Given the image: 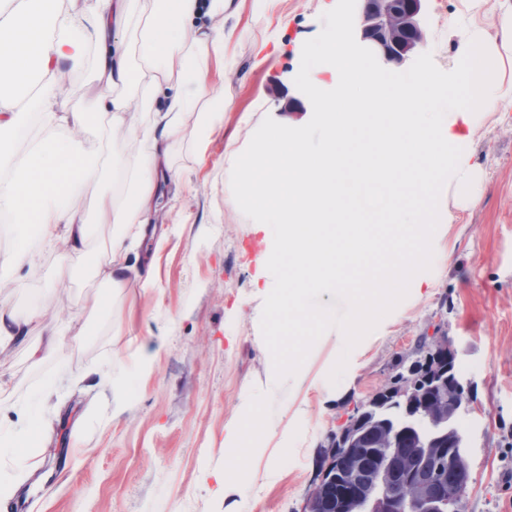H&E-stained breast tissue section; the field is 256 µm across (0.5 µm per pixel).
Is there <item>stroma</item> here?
Instances as JSON below:
<instances>
[{"instance_id":"35a3bbf8","label":"stroma","mask_w":512,"mask_h":512,"mask_svg":"<svg viewBox=\"0 0 512 512\" xmlns=\"http://www.w3.org/2000/svg\"><path fill=\"white\" fill-rule=\"evenodd\" d=\"M333 0H271L265 19L252 0L238 14L229 45L235 65L224 84L222 127L204 155L188 141L170 151L177 178L166 208L188 213L162 224L131 254L154 268L156 286L130 283L105 296L99 277L78 261L43 249L39 266L0 278L18 309L44 313L27 345L0 356V422L16 410L38 412L43 443L35 472L10 512H300L324 452L357 405L379 392L411 357L419 339L446 335L471 402L458 420L468 443L466 512H512L500 483L501 437L512 429V112H483L464 130L473 168L470 204L457 180L445 185L430 270L410 281L407 297L352 350L338 385L328 376L344 343L328 330L299 370V382L269 392L272 359L260 330L271 244L255 221L229 205L231 167L265 117L292 127L312 116L296 87L302 47L321 29ZM469 0H427L421 52L444 71L458 63L449 16L469 18ZM273 46L255 66L258 45ZM106 304H99V297ZM88 335L66 336L37 360L48 327L71 320ZM156 348L151 371L135 365ZM55 395L40 404L46 381ZM252 396L270 432L253 453L246 496L224 491V435ZM127 403L112 414L113 397Z\"/></svg>"}]
</instances>
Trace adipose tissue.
Segmentation results:
<instances>
[{
    "label": "adipose tissue",
    "mask_w": 512,
    "mask_h": 512,
    "mask_svg": "<svg viewBox=\"0 0 512 512\" xmlns=\"http://www.w3.org/2000/svg\"><path fill=\"white\" fill-rule=\"evenodd\" d=\"M229 0H92L85 14L65 0H0V213L17 224V244L1 261L16 270L35 269L39 246L78 258L96 270L106 288L138 279L153 287L152 273L137 271L130 259L133 242L155 231L163 216L157 200L169 182V149L178 137L204 152L222 121L221 79L233 65L227 53L231 34L224 29ZM145 19L141 31L143 63L131 67L118 40L131 10ZM92 71L104 87H133L144 97L161 95L149 123H141L130 98H97L94 107H72L58 93L61 74ZM109 117L113 150L138 145L136 192L126 201L118 190L98 200L99 223L119 224L105 249L93 247V231L76 205L85 186L104 165L103 148L87 146L77 133L95 113ZM42 116L48 134L19 153L9 149L22 129L21 119ZM40 309L19 311L0 297V354L22 342ZM39 421L25 416L0 430V442L15 446L0 466V512L16 496L40 446ZM268 431L252 401L228 428L224 447L234 462L233 489L245 494L248 458Z\"/></svg>",
    "instance_id": "obj_1"
}]
</instances>
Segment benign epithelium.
<instances>
[{
	"label": "benign epithelium",
	"mask_w": 512,
	"mask_h": 512,
	"mask_svg": "<svg viewBox=\"0 0 512 512\" xmlns=\"http://www.w3.org/2000/svg\"><path fill=\"white\" fill-rule=\"evenodd\" d=\"M424 0H360L355 26L363 46L387 62L401 64L424 40ZM468 385L461 376L448 379L440 369L432 378L430 394L423 400V413L410 407L416 391L398 384L387 394L403 404L400 414L378 420L385 440L396 444L405 436L416 442L409 457L391 455L371 479L358 477L357 460L363 449L348 442L346 448H331L323 470L310 486L301 512H323L336 499L338 512H454L462 490L468 486L469 462L466 439L457 431L455 417L465 401ZM437 461L440 488L431 495L420 484L408 498L396 502L386 488L400 473L413 474L420 462Z\"/></svg>",
	"instance_id": "1"
}]
</instances>
